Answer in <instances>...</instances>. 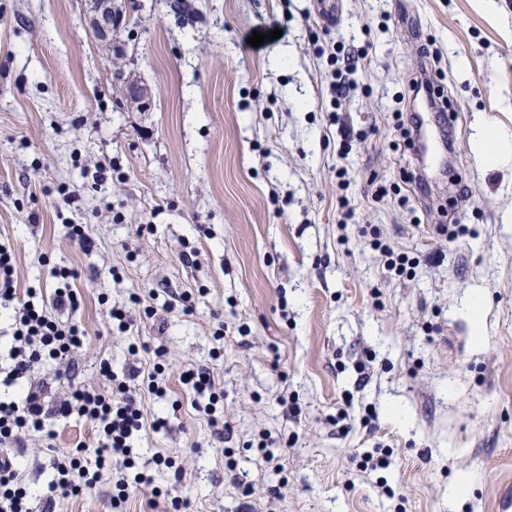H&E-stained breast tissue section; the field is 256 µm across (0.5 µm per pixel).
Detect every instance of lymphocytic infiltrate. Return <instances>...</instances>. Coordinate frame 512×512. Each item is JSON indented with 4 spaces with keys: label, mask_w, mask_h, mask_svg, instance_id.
<instances>
[{
    "label": "lymphocytic infiltrate",
    "mask_w": 512,
    "mask_h": 512,
    "mask_svg": "<svg viewBox=\"0 0 512 512\" xmlns=\"http://www.w3.org/2000/svg\"><path fill=\"white\" fill-rule=\"evenodd\" d=\"M53 276L59 282L50 308L33 301L16 304L15 257L10 245L0 243V307L12 309V365L4 380L12 386L28 380L29 387L20 401L0 399V512H52L58 496L79 495L95 489L103 470L116 467L112 506L122 508L131 494L151 485L152 476L135 472L131 441L145 420L136 398L144 389L163 396L162 376L166 370L163 348H156L150 367L131 366L125 381L117 385L116 395L96 388L80 386L63 395L52 394L46 381L35 380L36 371L46 362L64 359L85 343L78 324L62 320V313L76 312L80 297L70 284L71 270L57 268ZM80 417L96 423L103 446L95 461L86 460L80 451L53 456V477L45 497L33 502L22 485L20 458L24 436L43 432L53 421Z\"/></svg>",
    "instance_id": "1"
}]
</instances>
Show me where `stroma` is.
Instances as JSON below:
<instances>
[{"label":"stroma","instance_id":"35a3bbf8","mask_svg":"<svg viewBox=\"0 0 512 512\" xmlns=\"http://www.w3.org/2000/svg\"><path fill=\"white\" fill-rule=\"evenodd\" d=\"M112 5L125 20L103 38L94 0H0V242L18 295L50 296L52 268L75 274L87 342L58 391L105 387L101 361L120 375L167 351L166 394L140 392L132 443L155 485L123 512H167L172 485L184 512H512V164L474 144L486 125L512 135V0H342L331 25L316 0ZM428 39L457 131L446 146L428 127L424 171L393 113ZM337 44L367 56L333 108ZM412 171L422 210L399 204ZM454 222L468 232L449 242L436 227ZM377 235L417 259L410 276L384 268ZM133 293L154 313L118 331L109 308ZM197 367L224 392L221 425L180 381ZM381 445L391 466L362 471ZM78 446L92 460L100 441L77 417L27 437L32 497L51 456ZM112 494L107 471L55 510L114 512Z\"/></svg>","mask_w":512,"mask_h":512}]
</instances>
